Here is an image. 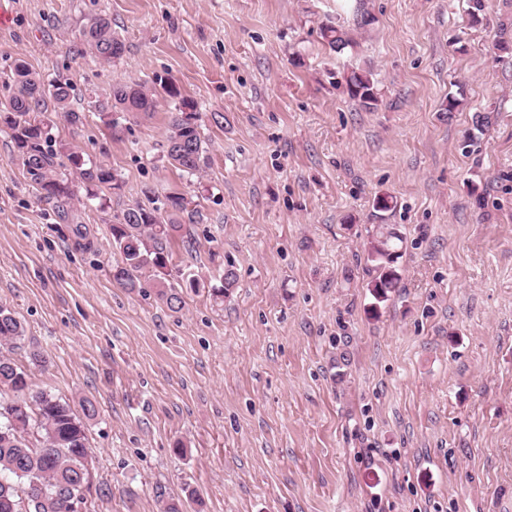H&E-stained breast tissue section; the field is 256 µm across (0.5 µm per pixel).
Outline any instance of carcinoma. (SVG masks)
<instances>
[{
	"mask_svg": "<svg viewBox=\"0 0 512 512\" xmlns=\"http://www.w3.org/2000/svg\"><path fill=\"white\" fill-rule=\"evenodd\" d=\"M85 49L101 61L114 63L125 51L124 42L112 32V22L95 18L81 32ZM320 37L328 48L341 53L353 46L343 24H323ZM4 82L11 94L0 102V126L10 131L13 152L21 160L29 187L38 199L52 202L60 220L69 219L67 204L75 195L73 175L86 187L88 198L96 199V189L119 188L112 168L56 145L49 136V112H60L76 125L82 115L70 108L69 84L44 83L22 59L17 60ZM348 94L362 106L372 109L378 103L373 71L355 69L346 78ZM179 99L168 126L166 158L173 167L193 176L207 160L206 140L196 113H186L191 103L180 98V91L169 78L157 77L153 85L117 84L110 99L99 104L108 112L112 128L119 127L118 115L127 112H153L161 98ZM113 215L112 247L121 261L112 266V279L130 292L146 286L156 289L157 297L176 311L182 307L179 288L197 289L196 275L171 265L170 245L184 229L190 214L183 194L171 192L158 206L152 191ZM78 250L97 255V247L83 224L73 229ZM404 238L386 224H375L366 245L367 262L374 273L368 290L374 300L372 311L380 309L399 287L396 263L401 257ZM24 329L14 313L0 306V343H13ZM29 393V397L0 402V512H76L83 503L88 480L85 420L96 415L94 404L84 399L81 412L43 391H32L28 373L11 358L0 355V396ZM35 441H30V435Z\"/></svg>",
	"mask_w": 512,
	"mask_h": 512,
	"instance_id": "obj_1",
	"label": "carcinoma"
}]
</instances>
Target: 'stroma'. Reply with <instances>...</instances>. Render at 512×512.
<instances>
[{
    "label": "stroma",
    "instance_id": "stroma-1",
    "mask_svg": "<svg viewBox=\"0 0 512 512\" xmlns=\"http://www.w3.org/2000/svg\"><path fill=\"white\" fill-rule=\"evenodd\" d=\"M342 5L0 0V77L21 58L67 80L83 119L55 116L53 138L120 179L107 211L82 195L60 220L0 129V305L24 327L0 354L97 408L78 512H160L190 489L187 512H512V0L475 26L469 0H367L365 29ZM100 16L125 43L112 64L79 41ZM335 19L341 54L319 35ZM366 67L374 109L345 85ZM157 75L200 115V175L165 159L170 100L118 135L94 107ZM149 187L196 213L172 262L206 286L178 311L110 274L111 219ZM381 220L405 250L375 312ZM319 30L320 37L324 41V44L335 53H341L347 47H352L354 44L346 27L340 22H338V25L331 23L322 24Z\"/></svg>",
    "mask_w": 512,
    "mask_h": 512
}]
</instances>
